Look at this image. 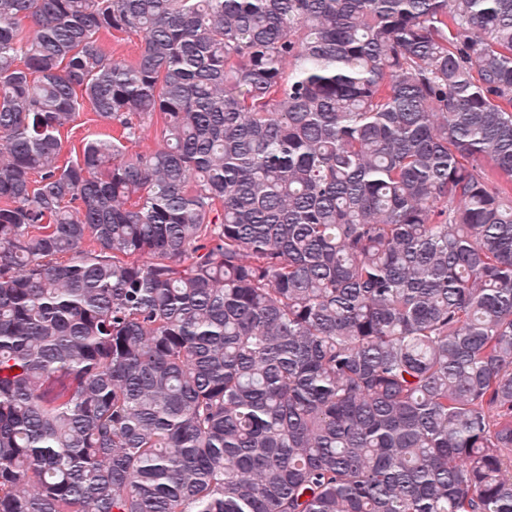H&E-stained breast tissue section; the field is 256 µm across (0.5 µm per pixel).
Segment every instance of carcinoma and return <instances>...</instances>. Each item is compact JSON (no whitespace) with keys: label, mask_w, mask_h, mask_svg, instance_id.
<instances>
[{"label":"carcinoma","mask_w":512,"mask_h":512,"mask_svg":"<svg viewBox=\"0 0 512 512\" xmlns=\"http://www.w3.org/2000/svg\"><path fill=\"white\" fill-rule=\"evenodd\" d=\"M0 512H512V0H0ZM110 129L111 128H109L107 124L100 121V119L93 113L90 107L85 106L84 109L80 111V116L73 124V128H71V126L68 127V138V130L64 131L63 158L70 157V152L73 154L72 152L74 146L78 152L84 139H94L103 133H112Z\"/></svg>","instance_id":"1"}]
</instances>
